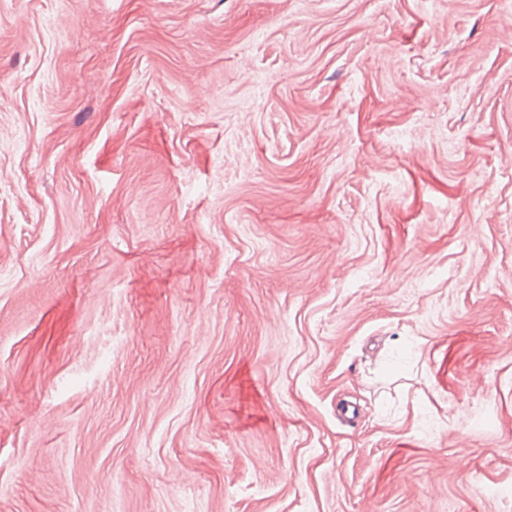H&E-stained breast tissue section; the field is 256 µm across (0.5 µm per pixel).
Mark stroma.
<instances>
[{
  "label": "stroma",
  "mask_w": 512,
  "mask_h": 512,
  "mask_svg": "<svg viewBox=\"0 0 512 512\" xmlns=\"http://www.w3.org/2000/svg\"><path fill=\"white\" fill-rule=\"evenodd\" d=\"M0 512H512V0H0Z\"/></svg>",
  "instance_id": "1"
}]
</instances>
